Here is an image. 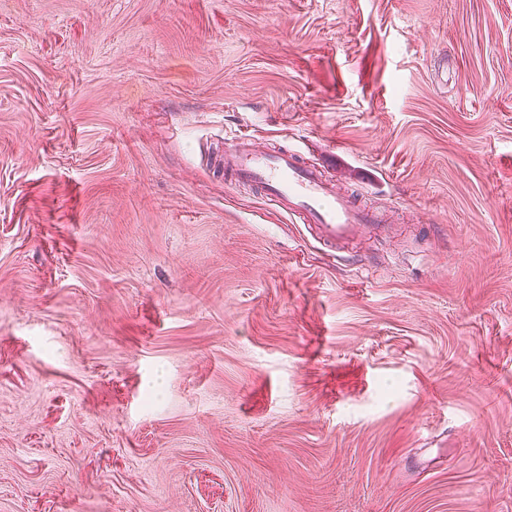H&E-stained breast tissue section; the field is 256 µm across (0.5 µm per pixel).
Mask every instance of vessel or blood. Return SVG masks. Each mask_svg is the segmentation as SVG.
Here are the masks:
<instances>
[{
    "mask_svg": "<svg viewBox=\"0 0 512 512\" xmlns=\"http://www.w3.org/2000/svg\"><path fill=\"white\" fill-rule=\"evenodd\" d=\"M223 166L236 185L297 217L328 250L390 230L382 213L361 207L342 186L326 181L319 169L301 164L288 150H263L238 136L225 146Z\"/></svg>",
    "mask_w": 512,
    "mask_h": 512,
    "instance_id": "vessel-or-blood-1",
    "label": "vessel or blood"
}]
</instances>
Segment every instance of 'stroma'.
<instances>
[{
  "mask_svg": "<svg viewBox=\"0 0 512 512\" xmlns=\"http://www.w3.org/2000/svg\"><path fill=\"white\" fill-rule=\"evenodd\" d=\"M0 512H512V0H0ZM223 166L234 184L297 217L332 252L364 234L391 229L382 213L361 207L342 186L326 181L319 169L301 164L286 149L263 150L250 138L234 137L224 148Z\"/></svg>",
  "mask_w": 512,
  "mask_h": 512,
  "instance_id": "stroma-1",
  "label": "stroma"
}]
</instances>
